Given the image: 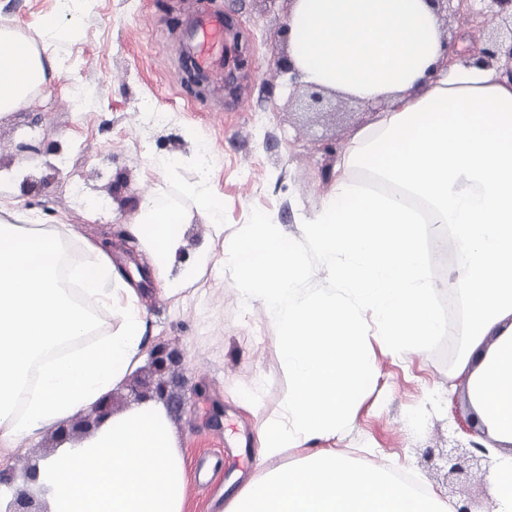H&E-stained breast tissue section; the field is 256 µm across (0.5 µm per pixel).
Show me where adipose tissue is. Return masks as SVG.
<instances>
[{
  "mask_svg": "<svg viewBox=\"0 0 512 512\" xmlns=\"http://www.w3.org/2000/svg\"><path fill=\"white\" fill-rule=\"evenodd\" d=\"M288 28V56L306 84L385 107L376 126L352 136L320 208L304 221L314 263L260 217L225 238L222 201L195 193L212 259L230 264L243 299L279 329L288 399L280 419L258 428L259 461L322 444L299 466L243 482L224 512H446L437 498L326 445L366 382L361 312L394 349H415L443 327L425 224L449 226L458 243L446 282L468 312L458 371L476 416L502 445L488 486L493 512H512V79L472 55L443 65L446 38L430 0H294ZM54 68L1 31L0 112L27 107ZM357 166L394 190L356 189L349 170ZM13 217L0 220L2 448L39 438L123 386L142 362L146 330L140 294L104 239ZM185 222L160 189L132 215L155 276L176 254ZM73 241L82 257L70 263ZM312 281L328 287L306 292ZM95 310L117 324L92 342ZM37 485L47 512H185L187 499L185 461L153 402L40 460Z\"/></svg>",
  "mask_w": 512,
  "mask_h": 512,
  "instance_id": "1",
  "label": "adipose tissue"
}]
</instances>
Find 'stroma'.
Instances as JSON below:
<instances>
[{
	"mask_svg": "<svg viewBox=\"0 0 512 512\" xmlns=\"http://www.w3.org/2000/svg\"><path fill=\"white\" fill-rule=\"evenodd\" d=\"M216 15L232 18L239 32L224 39V70L234 77L229 91L213 81L200 88L183 80L192 23ZM287 16L286 0H75L66 11L59 0H0V29L56 61L29 107L0 115V169L49 179L41 193L16 195L17 208L42 224L76 214L81 233L108 238L116 259L133 262L140 244L123 217L133 213L134 200L159 188L192 216L182 245L194 268L177 263L166 273L179 293L168 295L151 277L138 283L147 304L143 354L162 345L182 355L172 370L182 406L169 420L187 464L186 512H218L221 494L263 474L243 457L255 455L258 427L280 417L288 396V375L275 353L277 326L259 306H244L231 270L200 261L209 228L191 189L206 182L223 200L225 236L261 216L313 261L304 221L319 208L336 165L322 146H347L375 119L368 105L337 94L327 95L322 113L304 112L305 87L289 88L287 75L273 66L274 53L288 49L277 36ZM46 22L64 25L66 37L40 40ZM143 99L168 113V121L146 123L136 111ZM30 138L65 145L66 165L54 170L46 157L16 155L15 144ZM204 148L213 164L203 176L196 155ZM116 181L123 189L113 198ZM362 319L366 385L329 447L354 464L406 473L448 506L467 502L473 512H486L493 461L466 476L447 473V452L469 440L456 423L466 414V385L447 335L397 352L373 335L370 313ZM217 404L224 414L215 423ZM58 449L49 430L19 447H0V468L19 475L29 459Z\"/></svg>",
	"mask_w": 512,
	"mask_h": 512,
	"instance_id": "obj_1",
	"label": "stroma"
}]
</instances>
